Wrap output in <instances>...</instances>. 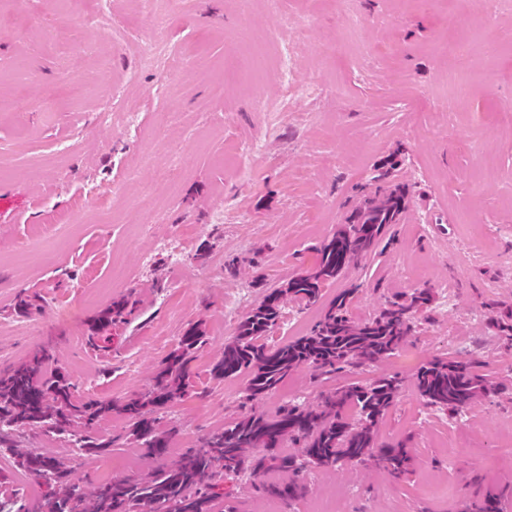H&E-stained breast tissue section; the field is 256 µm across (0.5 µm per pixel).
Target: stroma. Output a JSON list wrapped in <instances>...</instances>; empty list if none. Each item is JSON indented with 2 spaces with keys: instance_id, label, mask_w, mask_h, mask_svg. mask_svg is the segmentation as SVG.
I'll list each match as a JSON object with an SVG mask.
<instances>
[{
  "instance_id": "obj_1",
  "label": "stroma",
  "mask_w": 512,
  "mask_h": 512,
  "mask_svg": "<svg viewBox=\"0 0 512 512\" xmlns=\"http://www.w3.org/2000/svg\"><path fill=\"white\" fill-rule=\"evenodd\" d=\"M102 2L108 37L87 24L88 0H0V370L49 347L77 396L122 400L202 325L192 366L205 394L158 414L177 430L171 462L249 412L393 376L399 392L376 443H404L408 474L372 462L306 471L308 492L289 505L257 493L249 473L220 474L223 505L314 512L338 494L340 512H478L491 495L512 512V341L490 321L512 309V10L281 0L271 13L264 0H157L147 14L139 0ZM148 39L158 42L150 63ZM285 51L293 93L277 70ZM175 56L185 66L162 79ZM200 65L223 81L222 103ZM458 65L472 78L464 98L448 92ZM314 82L323 97L300 94ZM116 99L125 106L113 113ZM382 171L408 187L405 216L376 254L325 282L319 303H286L273 339L308 334L347 288L357 321L394 293L431 288L428 320L382 361L321 379L302 368L258 401L246 376L210 379L239 320L314 266ZM107 195L111 207L99 208ZM44 224L56 234L41 235ZM21 238L30 252L17 251ZM127 294L137 309L113 326L109 351L93 350V317ZM448 356L475 357L496 384L456 416L425 405L416 386L425 362ZM124 434L118 419L98 430L113 441L112 476L136 479L152 463Z\"/></svg>"
}]
</instances>
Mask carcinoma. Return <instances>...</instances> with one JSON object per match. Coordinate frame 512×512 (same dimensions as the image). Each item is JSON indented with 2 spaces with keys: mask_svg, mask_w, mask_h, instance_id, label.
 Returning <instances> with one entry per match:
<instances>
[{
  "mask_svg": "<svg viewBox=\"0 0 512 512\" xmlns=\"http://www.w3.org/2000/svg\"><path fill=\"white\" fill-rule=\"evenodd\" d=\"M406 190L380 185L376 196L351 212L345 224L323 241L313 270L271 288L238 323L236 335L224 344L222 357L211 367L216 380L248 375V399L258 400L289 375L307 367L317 375L365 365L401 348L425 318L432 290L416 288L386 300L374 318L356 322L348 315L354 290L336 296L323 319L305 336L281 344L268 342L288 300L305 306L318 303L325 281L378 246L387 227L400 222L406 210ZM130 302L120 298L96 317L97 341L108 348L112 326L126 322ZM493 325L512 336V311L496 312ZM204 342L192 326L179 348L155 371L153 386L121 402L79 398L65 373H47L53 357L37 354L17 369L0 374V453L16 457L20 469L47 489L45 512H216L218 494L209 480L219 472L248 470L256 476L274 469L279 478L262 485L263 494L283 502L303 497L308 488L298 481L308 469L362 464L374 459L393 475L406 472L410 456L401 444L376 446L375 430L399 390L395 377L371 383H351L321 397L315 406L288 403L272 414L253 412L212 432L202 444L178 460L155 468L144 479H108L85 491L65 462L33 451H22L15 434L45 430L86 456H100L112 440L95 435L96 426L117 417L126 422L128 443L148 459L168 453L172 432L160 431L156 414L190 395H202L192 382V355ZM426 405L457 415L491 392L488 376L473 361L435 359L416 375ZM301 444V452L280 451L286 441Z\"/></svg>",
  "mask_w": 512,
  "mask_h": 512,
  "instance_id": "cac0c4a2",
  "label": "carcinoma"
}]
</instances>
